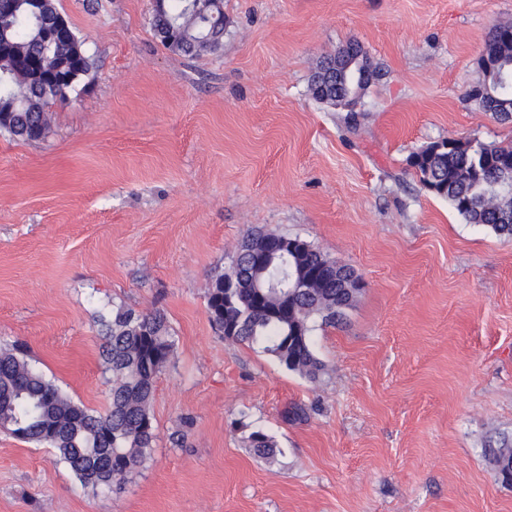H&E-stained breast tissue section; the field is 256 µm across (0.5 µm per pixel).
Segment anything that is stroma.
<instances>
[{"instance_id": "stroma-1", "label": "stroma", "mask_w": 512, "mask_h": 512, "mask_svg": "<svg viewBox=\"0 0 512 512\" xmlns=\"http://www.w3.org/2000/svg\"><path fill=\"white\" fill-rule=\"evenodd\" d=\"M59 4L95 77L45 140L0 135V348L102 412L100 315L162 310L176 345L133 474L95 490L0 431V512H512L481 454L512 434V241L407 165L448 138L512 142L468 96L512 0H224L223 49L194 58L154 38L152 0ZM350 40L383 71L353 126L309 88ZM259 229L361 281L312 337L318 381L209 320L212 279Z\"/></svg>"}]
</instances>
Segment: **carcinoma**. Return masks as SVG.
<instances>
[{"label":"carcinoma","mask_w":512,"mask_h":512,"mask_svg":"<svg viewBox=\"0 0 512 512\" xmlns=\"http://www.w3.org/2000/svg\"><path fill=\"white\" fill-rule=\"evenodd\" d=\"M0 11V134L24 142L45 139L50 131L46 109L69 101L70 94L93 79L95 60L73 25L69 36L48 46L41 27L64 18L58 0H39L41 22L32 20L29 0H13ZM224 0H207L205 14L192 0H164L154 13L152 30L167 50L183 56L216 52L224 45ZM512 64V24L492 28L478 63ZM355 88L352 69L326 57L311 75L310 90L321 103L340 106ZM486 112L501 120L512 118V68L493 86L472 93ZM452 148L434 145L411 154L408 165L428 192L448 201L467 223L484 226L497 236L512 238V143H472L448 139ZM296 244L293 269L311 279L303 292L290 291L288 301L268 295L254 281L287 284L282 264L267 272L248 259L217 276L207 293L210 321L243 322L225 338L258 345L291 372L315 382L325 365L312 349L313 333L336 327L356 300L355 289L339 275L338 262L306 241ZM103 362L112 373V401L99 414L76 403L36 371L20 345L0 350V428L14 438L53 449L77 479L93 489L113 488L133 473L150 454L155 439L151 400L157 377L167 368L175 349L164 313L137 312L118 306L101 319ZM253 450L276 454L273 440L261 431L250 434ZM496 481L512 485V436L503 434L482 449Z\"/></svg>","instance_id":"cac0c4a2"}]
</instances>
